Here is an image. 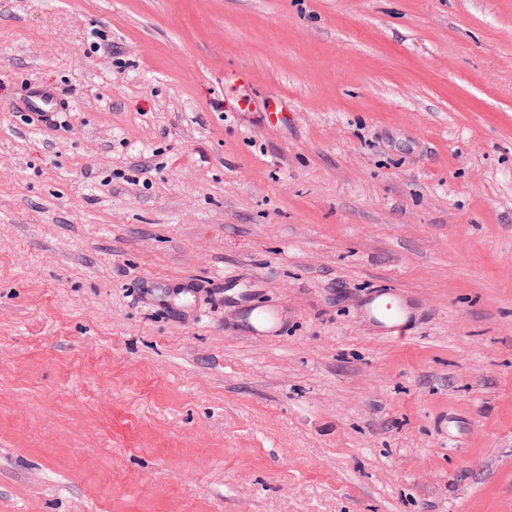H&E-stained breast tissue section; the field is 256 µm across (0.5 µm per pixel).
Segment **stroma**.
I'll return each mask as SVG.
<instances>
[{
    "mask_svg": "<svg viewBox=\"0 0 512 512\" xmlns=\"http://www.w3.org/2000/svg\"><path fill=\"white\" fill-rule=\"evenodd\" d=\"M0 512H512V0H0ZM363 314L373 329L387 336L402 328L414 315L409 300L393 288L379 289L364 302ZM241 305V320L253 330L262 333L275 332L280 324V316L276 312H269L253 308L246 304V299Z\"/></svg>",
    "mask_w": 512,
    "mask_h": 512,
    "instance_id": "stroma-1",
    "label": "stroma"
}]
</instances>
